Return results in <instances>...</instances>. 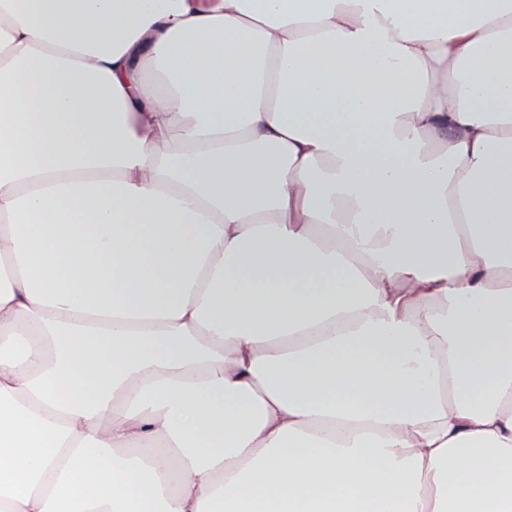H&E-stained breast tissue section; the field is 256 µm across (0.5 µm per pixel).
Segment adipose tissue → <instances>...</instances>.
I'll return each instance as SVG.
<instances>
[{
  "label": "adipose tissue",
  "mask_w": 512,
  "mask_h": 512,
  "mask_svg": "<svg viewBox=\"0 0 512 512\" xmlns=\"http://www.w3.org/2000/svg\"><path fill=\"white\" fill-rule=\"evenodd\" d=\"M0 512H512V0H0Z\"/></svg>",
  "instance_id": "adipose-tissue-1"
}]
</instances>
